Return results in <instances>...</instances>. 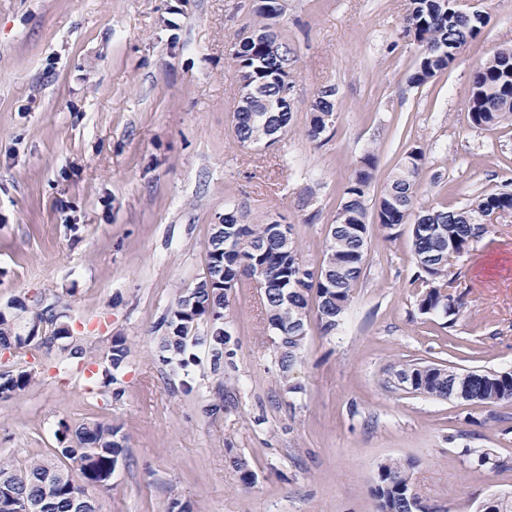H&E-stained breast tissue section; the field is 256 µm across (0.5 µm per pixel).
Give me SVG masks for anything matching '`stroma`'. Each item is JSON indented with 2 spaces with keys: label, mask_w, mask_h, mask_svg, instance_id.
I'll use <instances>...</instances> for the list:
<instances>
[{
  "label": "stroma",
  "mask_w": 512,
  "mask_h": 512,
  "mask_svg": "<svg viewBox=\"0 0 512 512\" xmlns=\"http://www.w3.org/2000/svg\"><path fill=\"white\" fill-rule=\"evenodd\" d=\"M491 19L456 63L421 86L402 38L409 0H281L276 30L297 57L291 129L271 147L234 133V44L253 0H0V308L69 302L66 349L8 355L0 370L34 379L0 401V457L24 465L57 453L61 425L103 422L127 438V460L97 495L99 512H373L377 465L411 461L443 512H477L512 494V405L495 411L385 388L391 365L446 361L512 370V216L471 242L453 270L469 286L453 329L418 314L409 234L375 230L339 328L310 321L294 373L278 381L276 347L254 280L224 312V371L196 348L188 368L156 352L160 317L206 272L212 224L226 204L250 224L293 227L321 265L342 186L367 152L387 176L413 145L427 152L422 203L463 206L512 190V126L478 128L466 111L471 75L512 46V0H479ZM337 90L334 134L304 129L324 87ZM130 348L105 384L113 337ZM83 350L71 358L72 347ZM191 393H184V385ZM223 396L222 412L202 408ZM491 449L487 472L463 448ZM256 475L246 486L230 463Z\"/></svg>",
  "instance_id": "1"
}]
</instances>
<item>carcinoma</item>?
<instances>
[{"label":"carcinoma","instance_id":"carcinoma-1","mask_svg":"<svg viewBox=\"0 0 512 512\" xmlns=\"http://www.w3.org/2000/svg\"><path fill=\"white\" fill-rule=\"evenodd\" d=\"M279 16L272 0L269 8L255 9L249 27L263 31ZM489 20L486 13L459 14L445 0H409L402 37L418 48L409 82L422 86L447 71L460 50L483 33ZM234 59L241 85L259 83L265 90L258 97L239 99L234 113L235 134L246 147L265 144L273 132L283 134L292 125V98L284 95L278 74L293 71L295 56L281 40L273 50L259 40L240 45ZM335 96L336 88L322 89L312 102L305 128L311 140L332 135ZM467 112L475 127L512 123V46L493 50L474 70ZM377 162L375 154H366L343 185L342 203L336 220L329 225V242L317 276L300 257L293 240L280 239L273 219L246 224L237 209L225 210L221 222L211 225L207 275L182 291L157 324L163 330L157 346L161 360L187 366L185 354L191 342L207 349L214 373L224 372V349L232 341L224 328V309L230 296L250 277L241 266L248 258L266 277L262 301L267 324L276 336L279 376L289 391L300 390L292 383L291 374L301 362L308 335L310 297L316 300L321 332L328 335L335 331L362 275L373 223L388 239L398 235L401 227H410L416 280L423 285L416 296V309L421 315L439 316L447 327H453L465 301L462 294L450 292L455 280L448 277L451 264L445 239L466 250L472 240L488 232L481 216L495 210L512 212V191L480 193L457 209L422 206L417 190L426 151L413 146L391 171L385 191L372 202L369 190ZM67 308L58 299L49 305L38 302L29 308L21 304L1 312L0 346L51 351L68 338L69 330L62 322ZM203 319L209 327L202 333L199 322ZM129 353L124 337L112 338L108 359L113 369L125 364ZM32 381L33 375L26 369L0 373V399L12 397ZM385 387L442 400L455 399L464 388L468 402L488 407L512 405V372L502 370H475L466 376L443 363L406 361L391 366ZM59 443L63 463L35 458L17 466L0 458V512H15V505L23 501L40 504L39 512H98L94 492L112 487L113 473L125 459L126 437L120 435L118 427L91 422L75 429L62 426ZM464 454L474 456L475 465L489 471L506 464L487 451L475 455L466 448ZM411 468L412 463L398 458L379 463L372 489L376 512H399L403 505L409 512H428L429 499L412 482Z\"/></svg>","mask_w":512,"mask_h":512}]
</instances>
